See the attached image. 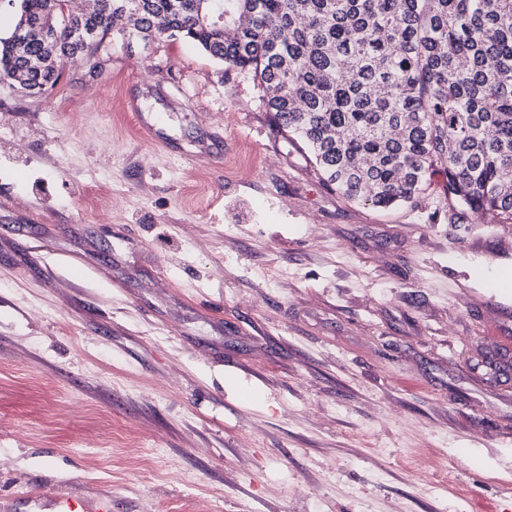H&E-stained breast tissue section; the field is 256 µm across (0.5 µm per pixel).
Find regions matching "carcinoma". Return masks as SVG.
Listing matches in <instances>:
<instances>
[{
    "label": "carcinoma",
    "mask_w": 512,
    "mask_h": 512,
    "mask_svg": "<svg viewBox=\"0 0 512 512\" xmlns=\"http://www.w3.org/2000/svg\"><path fill=\"white\" fill-rule=\"evenodd\" d=\"M14 2L26 36L0 39V82L47 92L120 16L119 35L189 41L251 75L345 199L415 202L439 169L448 205L512 224V0Z\"/></svg>",
    "instance_id": "obj_1"
}]
</instances>
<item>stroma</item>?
Listing matches in <instances>:
<instances>
[{
  "label": "stroma",
  "instance_id": "obj_1",
  "mask_svg": "<svg viewBox=\"0 0 512 512\" xmlns=\"http://www.w3.org/2000/svg\"><path fill=\"white\" fill-rule=\"evenodd\" d=\"M98 58L0 82V512H512V224L345 200L194 45ZM57 512H112V499L89 500L57 494L52 500Z\"/></svg>",
  "mask_w": 512,
  "mask_h": 512
}]
</instances>
